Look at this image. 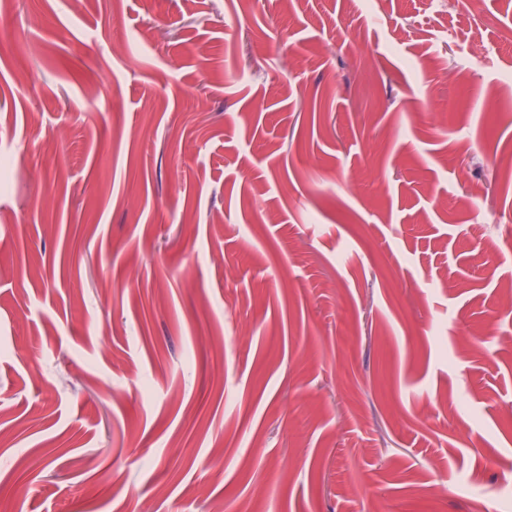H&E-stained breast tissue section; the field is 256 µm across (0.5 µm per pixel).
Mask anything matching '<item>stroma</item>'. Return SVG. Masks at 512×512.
<instances>
[{
  "label": "stroma",
  "mask_w": 512,
  "mask_h": 512,
  "mask_svg": "<svg viewBox=\"0 0 512 512\" xmlns=\"http://www.w3.org/2000/svg\"><path fill=\"white\" fill-rule=\"evenodd\" d=\"M493 150L512 0H0V512H512Z\"/></svg>",
  "instance_id": "1"
}]
</instances>
